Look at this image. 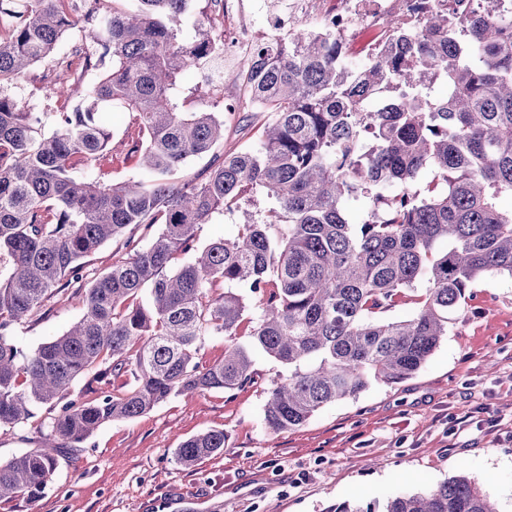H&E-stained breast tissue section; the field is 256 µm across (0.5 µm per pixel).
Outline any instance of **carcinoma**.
Wrapping results in <instances>:
<instances>
[{"instance_id":"cac0c4a2","label":"carcinoma","mask_w":512,"mask_h":512,"mask_svg":"<svg viewBox=\"0 0 512 512\" xmlns=\"http://www.w3.org/2000/svg\"><path fill=\"white\" fill-rule=\"evenodd\" d=\"M92 8L90 41L103 73L69 112L41 116L7 93L53 57L75 21L64 0H0L18 19L0 39V430L43 404L52 412L40 448L0 462V500L46 487L60 448L107 422L140 417L179 395L252 385L250 346L288 372L270 380L264 421L274 433L373 383L412 377L448 335L450 316L484 277H512V0H470L454 23L417 6L416 29L388 25L382 49L349 63L343 38L316 29L243 61L248 101L264 112L258 145L224 147V116L186 111L177 81L216 52L203 28L174 23L190 0H126ZM443 74L447 94L425 86ZM390 89L379 112L360 103ZM138 121L139 174L121 184L73 176L108 154L110 106ZM212 155L202 176L176 179L191 157ZM430 169L437 183L413 188ZM393 185L396 195L386 194ZM263 190L286 223L251 220L236 235L193 250L202 225ZM365 203L351 221L350 201ZM157 231L145 247L140 230ZM126 237V256L102 273L86 258ZM191 257H186V254ZM260 297L247 318L238 289ZM148 291L143 304L138 297ZM79 299L82 317L23 355L10 339L52 299ZM415 305L405 319L384 313ZM206 335L229 340L224 358L195 361ZM93 374L97 396L73 395ZM129 374L121 394L110 377ZM224 451V430L182 441L191 466ZM335 512H503L464 475L423 492H397Z\"/></svg>"}]
</instances>
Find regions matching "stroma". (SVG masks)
I'll list each match as a JSON object with an SVG mask.
<instances>
[{
	"label": "stroma",
	"instance_id": "35a3bbf8",
	"mask_svg": "<svg viewBox=\"0 0 512 512\" xmlns=\"http://www.w3.org/2000/svg\"><path fill=\"white\" fill-rule=\"evenodd\" d=\"M46 63L35 64L14 89L23 105L53 115L74 105L101 74L92 67L67 97L42 82ZM239 63L191 68L178 92L187 106L208 110L202 94L215 74L226 90L240 88ZM111 161L94 174L107 184L138 174L137 127L132 113L110 111ZM276 202L254 194L243 208L215 216L199 232V245L236 234L248 217L263 218ZM83 314L78 301H49L40 319L13 330L24 352L61 335ZM262 383L240 390L175 396L134 420L101 426L79 448L64 451L38 498L19 493L0 512H168L166 505L192 496L202 512H333L337 504L366 503L395 491L420 492L465 475L503 507L512 506V278L485 277L469 290L464 311L412 377L372 383L353 398L328 404L303 426L273 433L263 419L264 381L281 367L261 351L251 353ZM48 409L36 406L13 430L0 433V461L37 447ZM223 430V453L192 466L174 450L192 435Z\"/></svg>",
	"mask_w": 512,
	"mask_h": 512
}]
</instances>
